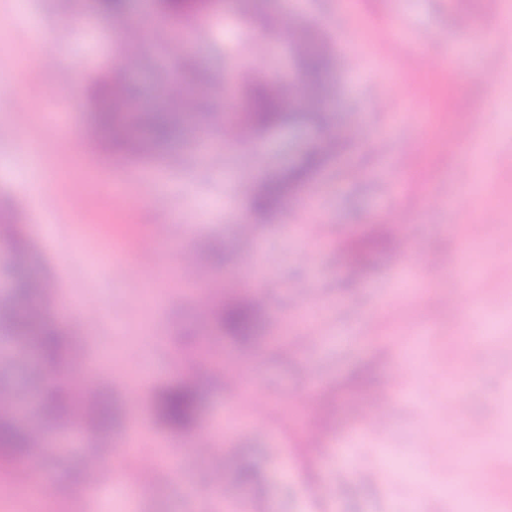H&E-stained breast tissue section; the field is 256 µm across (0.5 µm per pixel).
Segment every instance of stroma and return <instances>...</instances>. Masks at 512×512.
Here are the masks:
<instances>
[{"mask_svg": "<svg viewBox=\"0 0 512 512\" xmlns=\"http://www.w3.org/2000/svg\"><path fill=\"white\" fill-rule=\"evenodd\" d=\"M350 2L261 0L280 29L273 44L257 35L253 65L293 75L288 43L306 26L339 55V149L300 199L257 227L246 253L238 226L253 188L286 171L319 128L237 142L215 134L204 148L192 134L168 158L103 160L85 101L65 111L57 96L105 66L117 44L110 20L66 13L59 0H0V211L19 216L28 273L54 281L61 317L97 307L74 376L120 409L113 447L134 438L163 453L143 485L132 458L105 457L90 491L81 464L95 441L52 430L32 473L56 491L45 512H476L488 499L512 512V0ZM128 24L144 32L126 74L147 106L160 50L145 0H130ZM234 33L228 15L190 30L199 67L222 66ZM44 53L59 66L36 64ZM462 54L470 69L458 67ZM75 185L84 211L73 220ZM462 209L492 233L469 237ZM159 224L167 234L151 241ZM380 224L397 244L354 265L352 243ZM145 243V265L117 274ZM187 253L228 289L260 270L254 340L212 329L181 267ZM406 254L428 269L397 305ZM465 264L475 274L464 284ZM463 287L492 300L483 339ZM189 372L201 409L193 432L175 433L153 402ZM417 376L431 394L414 389ZM388 386L398 395L372 427L366 395ZM458 387L465 406L452 422L438 404ZM117 482L138 485L136 506L113 496Z\"/></svg>", "mask_w": 512, "mask_h": 512, "instance_id": "stroma-1", "label": "stroma"}]
</instances>
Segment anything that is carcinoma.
<instances>
[{
	"label": "carcinoma",
	"instance_id": "carcinoma-1",
	"mask_svg": "<svg viewBox=\"0 0 512 512\" xmlns=\"http://www.w3.org/2000/svg\"><path fill=\"white\" fill-rule=\"evenodd\" d=\"M75 12L100 14L115 24L124 21L128 0H68ZM157 14L187 23L227 10L232 13L237 33L226 48L238 65L203 71L183 46L169 53L176 66L169 90L154 107L132 110L133 93L125 80L126 63L135 51V38H127L105 68L90 76L86 87L92 105L96 148L109 160L134 162L162 156L183 139L189 129L201 125L200 104L212 94L222 95L226 84L238 86L247 101L237 125L230 132L240 137L259 134L289 124H319L332 109V52L327 43L308 30L294 39L293 61L298 73L294 81L281 82L276 76L249 64L254 34L274 35L277 19L260 8L258 0H155ZM330 158L325 147L303 153L299 163L285 173L267 177L252 194L251 213L256 218L280 212L290 198L297 197L308 179ZM0 243L12 256L13 285L10 294L0 296V334L35 350L41 370L48 375L50 391L42 398L38 422L23 427L9 404H0V465L9 466L23 457L36 455L44 446L45 428L61 420L73 422L101 444L109 441L114 422L110 398L79 383L67 381L76 362L74 340L80 333L76 321H64L41 304L43 282L30 280L25 269L30 247L17 219H0ZM387 240L374 236L359 240L355 262L366 260L385 248ZM260 311L251 299L237 297L218 306L213 328L230 338L253 336ZM201 391L196 379L187 377L162 390L154 399V411L173 430L187 431L200 410Z\"/></svg>",
	"mask_w": 512,
	"mask_h": 512
}]
</instances>
